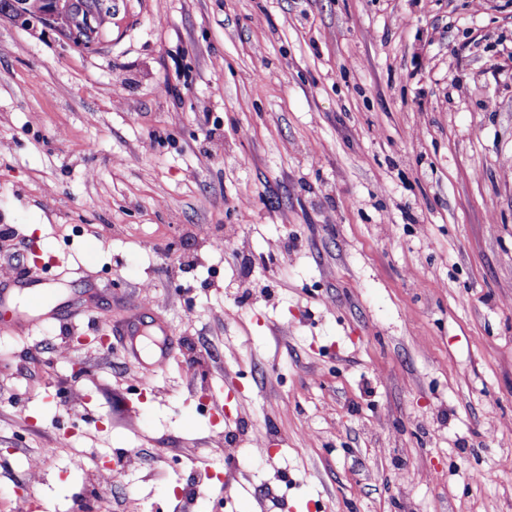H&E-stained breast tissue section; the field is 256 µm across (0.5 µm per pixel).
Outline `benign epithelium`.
<instances>
[{
  "label": "benign epithelium",
  "mask_w": 512,
  "mask_h": 512,
  "mask_svg": "<svg viewBox=\"0 0 512 512\" xmlns=\"http://www.w3.org/2000/svg\"><path fill=\"white\" fill-rule=\"evenodd\" d=\"M28 0H3L0 18L6 17L22 28L33 29L39 24L52 25L70 44L85 52H93L112 7L106 0L91 4L88 0H46L45 8L37 14L27 9Z\"/></svg>",
  "instance_id": "7a95c632"
}]
</instances>
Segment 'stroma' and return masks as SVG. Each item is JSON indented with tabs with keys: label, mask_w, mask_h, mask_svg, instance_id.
Masks as SVG:
<instances>
[{
	"label": "stroma",
	"mask_w": 512,
	"mask_h": 512,
	"mask_svg": "<svg viewBox=\"0 0 512 512\" xmlns=\"http://www.w3.org/2000/svg\"><path fill=\"white\" fill-rule=\"evenodd\" d=\"M3 224L83 313L0 328V512H512V0L2 19ZM45 8L37 14L27 9L28 0H3L0 18L6 17L22 28L34 29L37 24L53 25L70 44L85 52H93L99 43L97 33L107 16H112V6L107 0H43ZM88 1H98L96 4ZM139 332L137 330H132L129 333L130 337V343L128 346V354L129 356L138 364V365H148V366H142L140 369H152L159 367L164 361L168 358L170 353L172 352L174 348V342L170 338H164L162 345H161V352L160 355L153 360L151 363H144L140 357V353L137 348L136 339L137 336H139Z\"/></svg>",
	"instance_id": "35a3bbf8"
}]
</instances>
